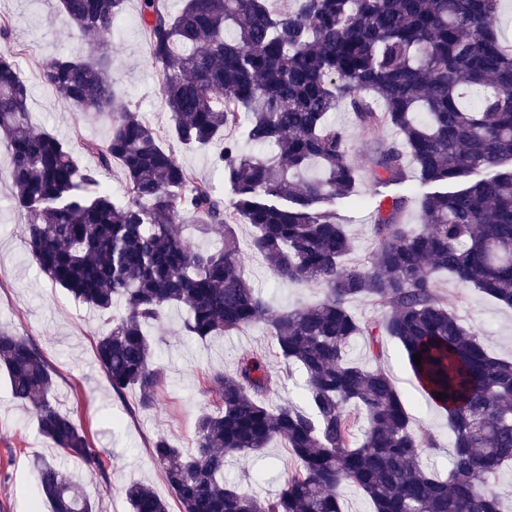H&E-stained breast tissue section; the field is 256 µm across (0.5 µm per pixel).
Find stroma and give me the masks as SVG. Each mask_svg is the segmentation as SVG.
<instances>
[{"instance_id":"stroma-1","label":"stroma","mask_w":512,"mask_h":512,"mask_svg":"<svg viewBox=\"0 0 512 512\" xmlns=\"http://www.w3.org/2000/svg\"><path fill=\"white\" fill-rule=\"evenodd\" d=\"M139 0H126L125 9L109 37L112 49L110 75L114 88L129 107L140 112L153 128L163 131L168 114L162 96L159 71L148 58L139 20ZM13 26L11 44L18 52L19 70L29 89V121L34 129H47L73 141L105 138L106 122L79 117L55 89L38 77L40 61L59 52L91 54L97 36L65 37L66 17L55 0H0V19ZM379 198L368 180H361L355 201L336 199L333 210L346 225L354 243L352 261L366 262L377 248L370 230ZM25 217L12 202L11 191L0 193V327L29 338L42 351L55 379L56 402L77 425L85 429L94 447L103 449L104 470L57 454L39 434L34 416L13 399L4 374L0 373V512H51L48 503L37 500L33 458L57 459L68 475L82 484L97 512H128L124 485L133 480L149 483L161 497L170 489L160 469L152 462L148 446L156 434L167 435L177 446H195V421L206 400L204 377L215 370H232L239 354H262L268 368L281 376L285 386L269 403L276 406L298 400L302 377L276 354L275 341L261 324L201 342L183 335L182 308L166 309L163 321L151 335L165 372L163 392L157 405L147 411L134 408V394L118 397L112 391L95 355V339L101 330L97 315L75 301L63 289L53 287L30 260L21 227ZM253 230L238 224L234 234L240 244L244 269L251 283L262 289L281 308L292 309L316 302L319 286L277 284L262 257L251 251ZM437 288L462 323L479 332L490 354L512 356V309L501 306L477 289L445 278ZM352 359L384 369L410 404L415 428L435 435L440 450L424 455L429 470L447 472L450 465L445 413L429 403L407 367L396 341H385L380 352H370L364 339L351 347ZM293 467L280 441H272L266 457L241 454L232 460L224 476L242 488L262 496L275 494Z\"/></svg>"}]
</instances>
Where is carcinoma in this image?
<instances>
[{
  "label": "carcinoma",
  "instance_id": "1",
  "mask_svg": "<svg viewBox=\"0 0 512 512\" xmlns=\"http://www.w3.org/2000/svg\"><path fill=\"white\" fill-rule=\"evenodd\" d=\"M126 0H57L79 34L112 30ZM500 0H140L149 57L160 66L165 134L121 103L109 76L110 45L86 57L61 52L39 78L73 111L104 119L103 140H62L29 123L28 89L0 20V136L10 156L14 207L26 216L28 255L56 286L102 319L95 351L115 394L133 390L153 408L164 386L148 327L182 307V331L204 341L263 324L276 354L303 375L301 399L271 406L282 386L255 353L207 375L213 409L195 423V448L167 436L149 445L178 512H343L336 488L357 487L372 512H502L496 482L512 464V359L495 357L436 288L439 275L512 308V168L471 184V172L512 163V47L499 31ZM351 109L366 146L347 157L331 114ZM242 129L239 138L224 130ZM397 140L387 142L386 130ZM216 149L232 200L176 158L169 142ZM269 148L267 156L243 143ZM98 168L121 167L127 201L112 202ZM439 184L419 199L420 223L403 224L408 197L388 200L371 233L368 264L350 266L353 239L319 207L380 188ZM315 166L318 174L305 176ZM218 246L187 244L184 225ZM249 224L251 248L283 284L318 285L317 302L280 309L250 285L233 225ZM356 300L383 308L373 320ZM366 339L397 341L428 401L448 413L446 477L424 468L403 393L384 371L348 357ZM422 354L421 365L413 356ZM0 370L62 454L105 471L86 432L56 404L45 357L0 329ZM276 438L295 466L278 493L260 498L224 481L226 459L260 453ZM39 495L53 512H95L54 461H34ZM131 512H170L144 482L123 488Z\"/></svg>",
  "mask_w": 512,
  "mask_h": 512
}]
</instances>
